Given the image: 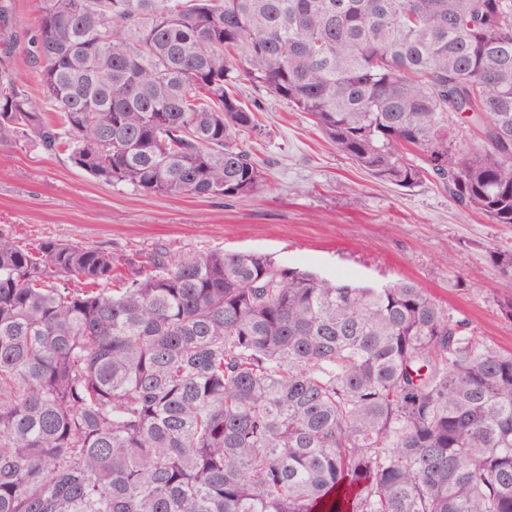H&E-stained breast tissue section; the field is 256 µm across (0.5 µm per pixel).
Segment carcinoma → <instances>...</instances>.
I'll return each instance as SVG.
<instances>
[{"label": "carcinoma", "mask_w": 512, "mask_h": 512, "mask_svg": "<svg viewBox=\"0 0 512 512\" xmlns=\"http://www.w3.org/2000/svg\"><path fill=\"white\" fill-rule=\"evenodd\" d=\"M30 40L0 143L104 184L256 192L247 80L512 225V0H38ZM0 512H512V352L412 280L0 233Z\"/></svg>", "instance_id": "carcinoma-1"}]
</instances>
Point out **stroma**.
Instances as JSON below:
<instances>
[{
	"label": "stroma",
	"mask_w": 512,
	"mask_h": 512,
	"mask_svg": "<svg viewBox=\"0 0 512 512\" xmlns=\"http://www.w3.org/2000/svg\"><path fill=\"white\" fill-rule=\"evenodd\" d=\"M37 0H0L17 34L0 45V68L38 96L29 37ZM261 131L244 143L267 183L233 200L145 195L104 185L66 154L31 143L0 144V231L112 250L126 257L166 249L183 257L252 250L278 265L378 284L416 281L462 311L478 336L512 350V320L497 303L512 278L489 258L512 252V225L463 211L426 180L407 189L378 182L339 153L301 112L266 89L240 81Z\"/></svg>",
	"instance_id": "35a3bbf8"
}]
</instances>
